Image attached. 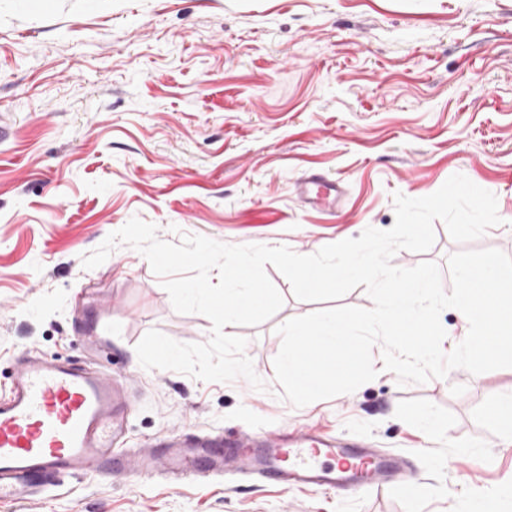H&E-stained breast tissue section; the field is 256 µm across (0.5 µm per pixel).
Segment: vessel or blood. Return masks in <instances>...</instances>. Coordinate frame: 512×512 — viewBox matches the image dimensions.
<instances>
[{
	"mask_svg": "<svg viewBox=\"0 0 512 512\" xmlns=\"http://www.w3.org/2000/svg\"><path fill=\"white\" fill-rule=\"evenodd\" d=\"M296 189L306 202L342 201V183L311 173ZM133 396L109 367L21 353L0 391V502L26 503L56 480L86 473H134L173 482L231 471L284 486L337 489L404 487L415 468L400 455L310 427L281 438L244 433H167L125 465L113 450L126 433Z\"/></svg>",
	"mask_w": 512,
	"mask_h": 512,
	"instance_id": "b4317fda",
	"label": "vessel or blood"
}]
</instances>
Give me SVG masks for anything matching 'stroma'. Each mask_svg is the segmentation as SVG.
Masks as SVG:
<instances>
[{
  "label": "stroma",
  "instance_id": "obj_1",
  "mask_svg": "<svg viewBox=\"0 0 512 512\" xmlns=\"http://www.w3.org/2000/svg\"><path fill=\"white\" fill-rule=\"evenodd\" d=\"M306 173L342 180V203L302 202ZM456 173L496 196L500 224L464 245L438 221L429 251L393 257L436 263L447 290L449 255L512 256V0H0V387L23 350L108 361L136 394L123 454L186 429L316 425L418 470L409 489L344 496L232 474L175 487L89 474L0 512H461L479 494L512 512V438L492 418L512 368L403 386L380 374L297 408L275 379L276 329L321 305L276 268L282 308L229 329L258 391L142 368L149 330L203 343L210 320L176 312L129 246L82 264L134 216L175 244L193 234L311 255L390 229L395 194L428 196ZM78 316L92 327L75 331ZM426 414L438 431L419 427Z\"/></svg>",
  "mask_w": 512,
  "mask_h": 512
}]
</instances>
